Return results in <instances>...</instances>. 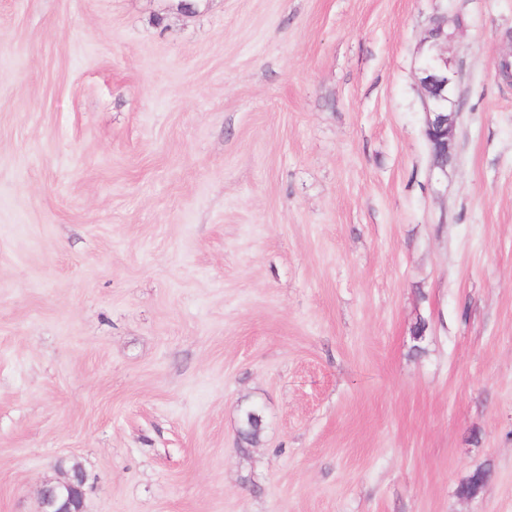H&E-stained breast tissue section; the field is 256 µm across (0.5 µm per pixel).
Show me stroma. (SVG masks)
<instances>
[{
	"label": "stroma",
	"mask_w": 512,
	"mask_h": 512,
	"mask_svg": "<svg viewBox=\"0 0 512 512\" xmlns=\"http://www.w3.org/2000/svg\"><path fill=\"white\" fill-rule=\"evenodd\" d=\"M510 31L512 0H0V512L73 461L85 512H512ZM430 53L423 61L420 83L425 96L428 118L424 136L431 147L433 157L441 163L448 162L458 116L459 100L455 87L458 71L448 55L440 47L448 43V17L435 19L429 32ZM250 413H257L260 415L261 411L256 406H249L243 410L242 425L239 434L241 441L246 444L257 443L263 430V420L259 421V419L249 416Z\"/></svg>",
	"instance_id": "1"
}]
</instances>
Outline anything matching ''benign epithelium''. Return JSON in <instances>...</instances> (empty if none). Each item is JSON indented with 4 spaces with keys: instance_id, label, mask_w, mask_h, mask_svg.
I'll use <instances>...</instances> for the list:
<instances>
[{
    "instance_id": "benign-epithelium-1",
    "label": "benign epithelium",
    "mask_w": 512,
    "mask_h": 512,
    "mask_svg": "<svg viewBox=\"0 0 512 512\" xmlns=\"http://www.w3.org/2000/svg\"><path fill=\"white\" fill-rule=\"evenodd\" d=\"M430 53L423 61L420 83L428 118L424 136L433 157L448 162L458 116L455 87L458 71L440 47L448 42V17L435 19L429 32ZM86 474L72 469L63 481L47 480L39 488V512H84Z\"/></svg>"
}]
</instances>
